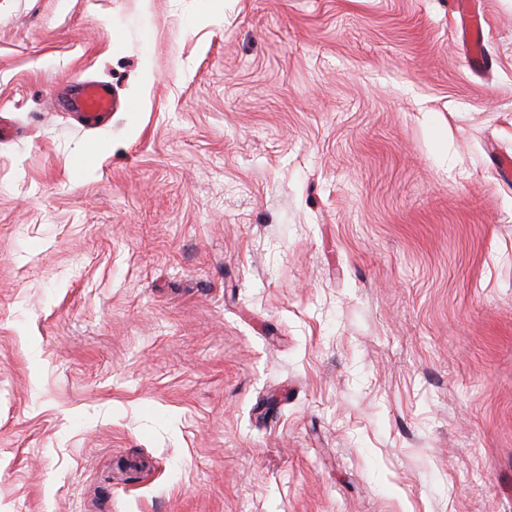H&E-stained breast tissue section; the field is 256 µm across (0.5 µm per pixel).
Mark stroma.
Listing matches in <instances>:
<instances>
[{"instance_id":"1","label":"stroma","mask_w":512,"mask_h":512,"mask_svg":"<svg viewBox=\"0 0 512 512\" xmlns=\"http://www.w3.org/2000/svg\"><path fill=\"white\" fill-rule=\"evenodd\" d=\"M482 8L0 0V512H512ZM471 2L465 0H448V8L454 14L465 15L466 24L462 28V38L468 44L471 58L480 64L484 60L482 45L488 27L484 14L469 10ZM77 92L71 96L70 109L87 126H98L112 115V91L104 84L76 81Z\"/></svg>"}]
</instances>
